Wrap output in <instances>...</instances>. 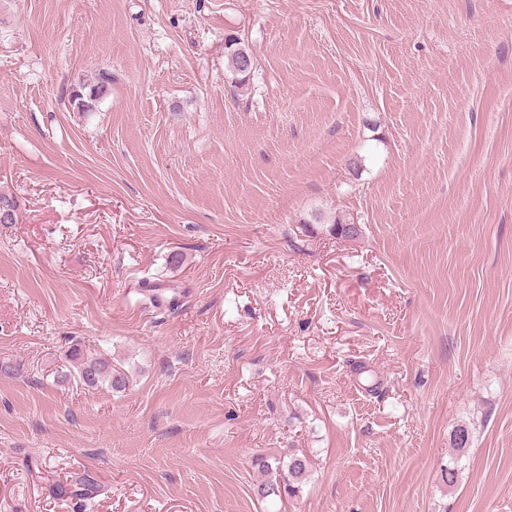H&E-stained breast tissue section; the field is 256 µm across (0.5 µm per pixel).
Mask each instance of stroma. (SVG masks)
Here are the masks:
<instances>
[{
    "label": "stroma",
    "mask_w": 512,
    "mask_h": 512,
    "mask_svg": "<svg viewBox=\"0 0 512 512\" xmlns=\"http://www.w3.org/2000/svg\"><path fill=\"white\" fill-rule=\"evenodd\" d=\"M0 191V512H512V0H0ZM227 61V68L236 77V82L239 87L245 86L247 77L253 69V56L249 49L242 45L239 39H235L233 42L228 44L227 53L225 55ZM251 59L250 68L242 66L243 61L246 58ZM109 77L106 74H102L100 81L94 88H90L89 92L84 93L82 90L74 91L71 98V105L77 112H91L95 108L96 101L101 95L107 90ZM66 358L75 369L73 378L86 387H95L108 382L112 390H125L129 385L128 374L112 363L98 358H85L76 348L68 350ZM253 466L263 476L253 487L255 497L261 501L296 496L309 473L307 457L293 448L276 456L258 455Z\"/></svg>",
    "instance_id": "obj_1"
}]
</instances>
